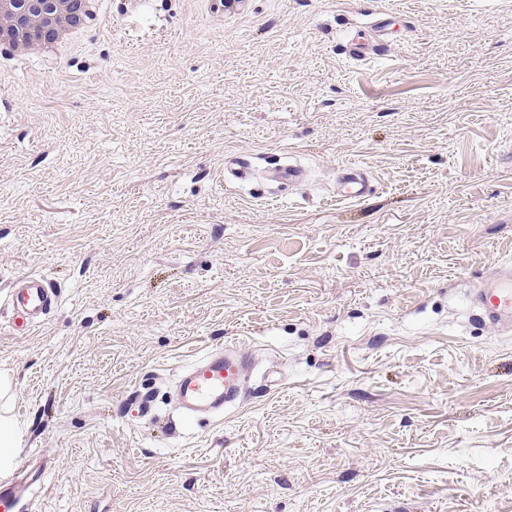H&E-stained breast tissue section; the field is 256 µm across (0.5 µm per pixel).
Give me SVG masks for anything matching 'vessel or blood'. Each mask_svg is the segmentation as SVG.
<instances>
[{
	"label": "vessel or blood",
	"instance_id": "b4317fda",
	"mask_svg": "<svg viewBox=\"0 0 512 512\" xmlns=\"http://www.w3.org/2000/svg\"><path fill=\"white\" fill-rule=\"evenodd\" d=\"M343 182L344 200L361 202L372 193L368 178L357 165L344 166ZM58 300L51 280L38 272H26L11 282L7 303L14 325L28 331L45 319ZM470 302L474 322L512 332V261L497 263L481 279ZM246 368L245 359L231 343L210 349L184 366L175 381L184 419L211 420L243 401L250 392ZM39 482L28 469L26 455L17 456L11 475L0 482V512H29V491Z\"/></svg>",
	"mask_w": 512,
	"mask_h": 512
}]
</instances>
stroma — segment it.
<instances>
[{
    "label": "stroma",
    "mask_w": 512,
    "mask_h": 512,
    "mask_svg": "<svg viewBox=\"0 0 512 512\" xmlns=\"http://www.w3.org/2000/svg\"><path fill=\"white\" fill-rule=\"evenodd\" d=\"M98 7L63 55L0 67L31 512H512V334L467 299L512 258V0ZM384 9L383 57L350 59ZM277 159L305 184H270ZM347 164L375 187L357 205ZM30 270L60 302L21 334ZM228 342L250 397L185 422L176 375Z\"/></svg>",
    "instance_id": "35a3bbf8"
}]
</instances>
